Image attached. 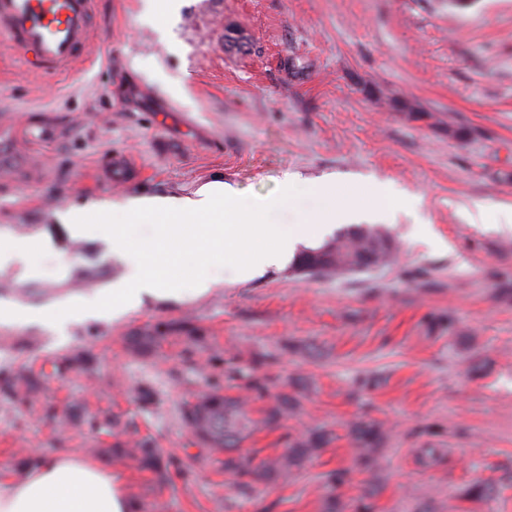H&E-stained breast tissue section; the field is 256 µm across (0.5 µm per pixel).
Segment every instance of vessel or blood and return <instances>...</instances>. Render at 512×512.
Returning a JSON list of instances; mask_svg holds the SVG:
<instances>
[{
    "mask_svg": "<svg viewBox=\"0 0 512 512\" xmlns=\"http://www.w3.org/2000/svg\"><path fill=\"white\" fill-rule=\"evenodd\" d=\"M95 0H0V45L25 55L29 69L41 75L66 74L86 60L94 32ZM10 131L9 154L0 153V173L9 155L39 160V149L52 142V129L0 122Z\"/></svg>",
    "mask_w": 512,
    "mask_h": 512,
    "instance_id": "vessel-or-blood-1",
    "label": "vessel or blood"
}]
</instances>
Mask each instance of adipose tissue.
<instances>
[{
	"label": "adipose tissue",
	"mask_w": 512,
	"mask_h": 512,
	"mask_svg": "<svg viewBox=\"0 0 512 512\" xmlns=\"http://www.w3.org/2000/svg\"><path fill=\"white\" fill-rule=\"evenodd\" d=\"M303 191L284 180L274 197H242L231 185L213 181L184 197H140L97 209L74 206L58 219L73 236L85 235L90 214L111 219L104 240L111 254L125 260L130 274L109 288L102 303L73 302L49 310L0 301V324L41 323L65 331L74 321L117 318L138 309L145 299L180 298V282L189 279L192 295L218 287L214 265H229L246 281L284 264L303 241L320 236L322 227L352 220V205H340L331 185L315 191L318 213L292 224L272 222V214L298 204ZM44 238H0V269L31 274L29 259L46 250ZM121 479L87 456L62 452L30 465L23 480L0 476V512H137Z\"/></svg>",
	"instance_id": "ef3b65f1"
}]
</instances>
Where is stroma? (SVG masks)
Instances as JSON below:
<instances>
[{
    "label": "stroma",
    "mask_w": 512,
    "mask_h": 512,
    "mask_svg": "<svg viewBox=\"0 0 512 512\" xmlns=\"http://www.w3.org/2000/svg\"><path fill=\"white\" fill-rule=\"evenodd\" d=\"M0 109L57 133L49 177L0 185V237L51 243L29 278L0 271L2 299L102 300L126 268L98 236L70 238L58 212L216 179L260 196L287 177L332 184L340 201L395 211L400 244L396 262L334 278L289 264L237 282L218 267L206 296L149 299L63 336L1 325V471L86 455L140 512H323L339 470L345 512H512V233L465 215L512 205V0H180L161 26L144 0H96L90 58L70 75L30 72L0 46ZM118 156L128 181L104 183ZM217 385L256 420L295 400L243 450L274 457L312 427L332 441L287 481L242 487L183 419ZM362 420L386 428L372 474L354 466ZM145 440L166 476L114 454ZM476 480L495 495L465 500Z\"/></svg>",
    "instance_id": "stroma-1"
}]
</instances>
